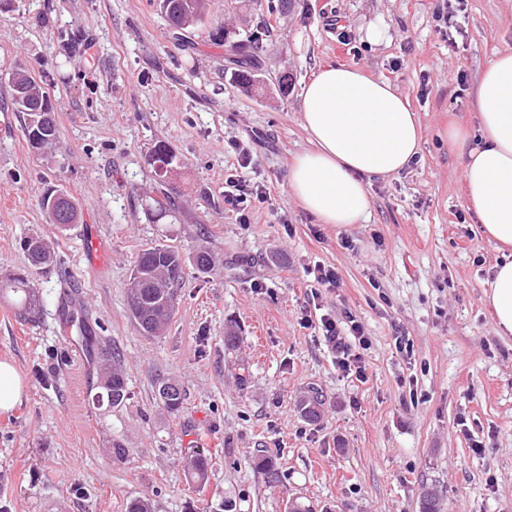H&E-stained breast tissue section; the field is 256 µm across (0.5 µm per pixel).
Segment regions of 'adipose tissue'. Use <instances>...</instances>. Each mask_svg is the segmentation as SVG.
<instances>
[{
    "instance_id": "adipose-tissue-1",
    "label": "adipose tissue",
    "mask_w": 512,
    "mask_h": 512,
    "mask_svg": "<svg viewBox=\"0 0 512 512\" xmlns=\"http://www.w3.org/2000/svg\"><path fill=\"white\" fill-rule=\"evenodd\" d=\"M481 145L449 127L454 146L467 147L462 186L468 209L495 248L512 252V51L498 53L476 86ZM310 146L290 170L291 195L322 224H360L369 214L370 180L407 169L422 132L407 98L385 80L353 66L321 67L301 91ZM500 334H512V259L493 268L485 293Z\"/></svg>"
}]
</instances>
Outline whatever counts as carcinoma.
I'll return each instance as SVG.
<instances>
[{"mask_svg":"<svg viewBox=\"0 0 512 512\" xmlns=\"http://www.w3.org/2000/svg\"><path fill=\"white\" fill-rule=\"evenodd\" d=\"M158 6L169 24L177 29L193 27L205 16L206 0H159ZM265 30L255 29L246 42H229L230 33L220 26L212 33L217 45L228 46L227 52L233 56L236 65L234 78L245 88L255 83V75L260 67L259 49ZM10 100L13 110L23 114V132L27 144L34 150L46 148L56 139V125L53 104L46 82L37 80L22 68L13 70L9 76ZM148 164L154 173L156 192L159 197L151 199L143 210L154 224L178 223L176 197L182 194L179 181L185 162L167 144L159 141L149 151ZM40 204L48 213L51 222L65 229L80 219L75 200L61 189L47 190L40 196ZM27 253L30 266L4 278L0 277V301L15 310L16 316L27 323L36 322L42 313V305L32 306V300L41 297L34 273L51 266L56 260L55 252L44 239L33 236L21 243ZM184 255L179 249L169 245H156L144 250L135 265L147 273L139 292V303L128 302L132 318L144 333L153 323L167 327L175 310L177 292L184 277ZM163 281L167 289L156 285ZM64 328L74 329L85 348L89 359L106 363L104 370L110 377L112 400L109 405H121L127 395V382L120 360L112 353L110 345L102 342L96 330L82 316L70 314L65 319ZM323 406L322 394L310 387L300 398L298 408L308 421L319 418ZM191 469L187 476L197 488L203 490L209 481L211 456L195 452L190 455Z\"/></svg>","mask_w":512,"mask_h":512,"instance_id":"obj_1","label":"carcinoma"}]
</instances>
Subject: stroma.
<instances>
[{
    "label": "stroma",
    "mask_w": 512,
    "mask_h": 512,
    "mask_svg": "<svg viewBox=\"0 0 512 512\" xmlns=\"http://www.w3.org/2000/svg\"><path fill=\"white\" fill-rule=\"evenodd\" d=\"M440 4L208 0L206 22L181 38L152 0L0 6V273L27 267L28 236L59 259L37 276L39 323L0 303V360L14 362L26 387L0 414V512H127L143 495L157 512H209L221 500L232 512H288L294 502L307 512H420L428 485L442 512H512V335H499L484 302L501 255L466 208L464 152L442 135L456 123L479 145L474 91L489 60L512 50V0H465L453 49L435 21ZM262 22L267 86L257 96L236 84L212 32L221 24L241 41ZM62 30L88 37V54L68 56ZM343 32L358 55L347 54ZM327 64L389 81L422 128L416 163L370 181L362 224L317 223L288 190L309 146L300 93ZM16 66L49 84L50 150L28 147L12 110ZM160 140L186 162L176 224L149 223L135 199L153 191L148 152ZM231 140L251 148L252 178L270 191L248 224L224 209ZM50 186L81 210L70 230L39 205ZM160 243L187 257L206 248L215 264L206 273L186 265L166 332L146 337L126 284L139 253ZM318 262L336 268L340 285L315 298L306 270ZM72 308L120 355L121 406L94 403L96 368L60 329ZM324 313L364 323V379L337 369L313 326ZM399 334L411 357L397 353ZM166 378L185 391L176 414L158 397ZM310 386L325 399L314 422L298 409ZM115 443L124 456L112 454ZM193 448L212 457L202 493L181 464ZM263 453L273 470L258 467Z\"/></svg>",
    "instance_id": "1"
}]
</instances>
